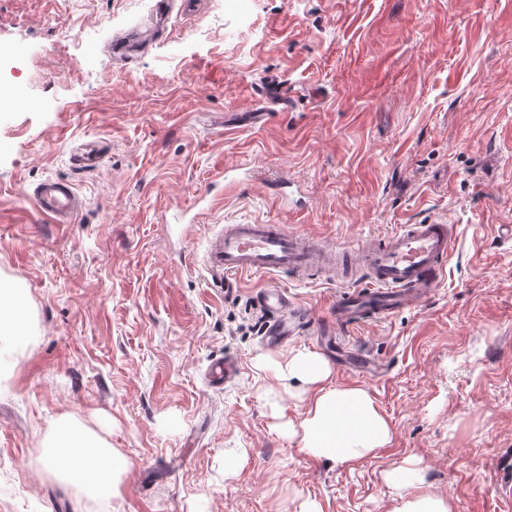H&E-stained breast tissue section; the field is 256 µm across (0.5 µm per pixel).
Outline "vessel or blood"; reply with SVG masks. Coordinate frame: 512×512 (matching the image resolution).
I'll list each match as a JSON object with an SVG mask.
<instances>
[{
	"label": "vessel or blood",
	"mask_w": 512,
	"mask_h": 512,
	"mask_svg": "<svg viewBox=\"0 0 512 512\" xmlns=\"http://www.w3.org/2000/svg\"><path fill=\"white\" fill-rule=\"evenodd\" d=\"M37 208L55 223L69 224L79 210L72 183L51 179L32 191ZM454 241L452 225L408 224L377 238L364 239L359 247V265L365 271L363 284L350 287L336 303L342 322L367 313L379 318L401 308L422 304L438 288ZM341 253L320 237H307L284 224H223L208 236L204 251L207 271L224 276L276 274L285 270L304 275L319 271L326 280L336 278ZM257 303L268 313L262 332L264 345L277 347L297 336L308 313L278 287L260 289ZM240 373L237 358L224 357L212 364L208 382L220 388Z\"/></svg>",
	"instance_id": "1"
}]
</instances>
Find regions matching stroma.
<instances>
[{"instance_id":"1","label":"stroma","mask_w":512,"mask_h":512,"mask_svg":"<svg viewBox=\"0 0 512 512\" xmlns=\"http://www.w3.org/2000/svg\"><path fill=\"white\" fill-rule=\"evenodd\" d=\"M153 6L0 0V83L19 97L0 112V278L28 290L0 366V512H392L385 476L410 457L454 512H512V0H198L113 58ZM221 166L246 180L209 191ZM49 178L74 184V223L29 198ZM433 221L457 235L438 290L358 324L333 316L344 283L200 262L216 224L350 247ZM266 286L312 318L273 349L253 328ZM299 350L369 391L388 446L351 467L299 451L278 422L303 404L257 367ZM227 354L239 378L209 387ZM61 418L130 461L117 494L46 466Z\"/></svg>"}]
</instances>
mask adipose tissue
<instances>
[{
    "label": "adipose tissue",
    "mask_w": 512,
    "mask_h": 512,
    "mask_svg": "<svg viewBox=\"0 0 512 512\" xmlns=\"http://www.w3.org/2000/svg\"><path fill=\"white\" fill-rule=\"evenodd\" d=\"M25 294L21 280L0 279V358L23 330ZM275 380L282 388L293 380L300 383L298 395L306 401L307 410L296 435L299 449L306 455L345 467L390 443L391 425L372 395L361 387L337 386L321 355L292 353L277 364ZM46 446L49 464L63 463L66 476L101 497L116 493L122 475L130 468L129 461L100 437L71 421L54 422ZM387 482L398 495L394 512H453L447 498L424 489L416 462L393 469Z\"/></svg>",
    "instance_id": "ef3b65f1"
}]
</instances>
